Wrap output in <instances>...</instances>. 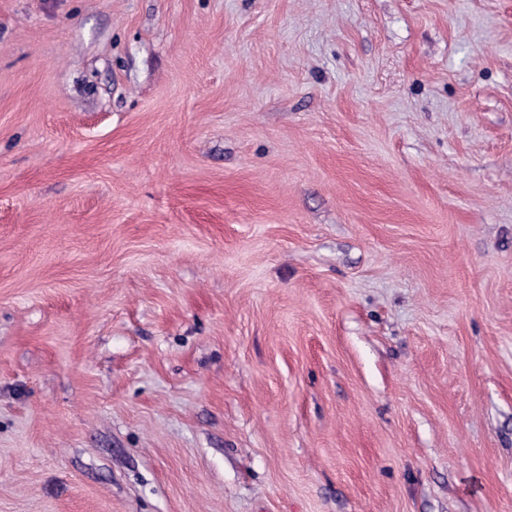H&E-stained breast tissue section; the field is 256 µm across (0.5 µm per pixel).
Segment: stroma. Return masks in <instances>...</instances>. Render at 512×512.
Segmentation results:
<instances>
[{
  "label": "stroma",
  "mask_w": 512,
  "mask_h": 512,
  "mask_svg": "<svg viewBox=\"0 0 512 512\" xmlns=\"http://www.w3.org/2000/svg\"><path fill=\"white\" fill-rule=\"evenodd\" d=\"M0 512H512V0H0Z\"/></svg>",
  "instance_id": "1"
}]
</instances>
